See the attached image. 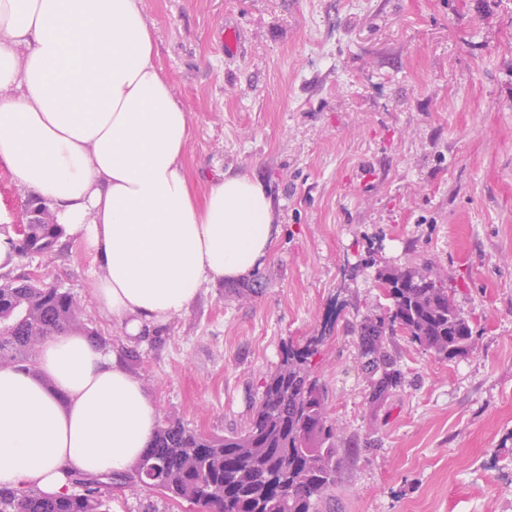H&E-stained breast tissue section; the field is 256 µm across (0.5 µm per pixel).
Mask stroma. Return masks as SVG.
<instances>
[{
    "mask_svg": "<svg viewBox=\"0 0 512 512\" xmlns=\"http://www.w3.org/2000/svg\"><path fill=\"white\" fill-rule=\"evenodd\" d=\"M188 114L198 192L249 172L279 233L246 284L129 342L96 306L103 271L65 238L43 259L159 411L243 426L288 340L323 336L316 374L340 425L329 512H512V0H142ZM234 28L242 52L224 53ZM434 262L472 317L445 362L407 337L404 387L371 408L350 326L393 267Z\"/></svg>",
    "mask_w": 512,
    "mask_h": 512,
    "instance_id": "stroma-1",
    "label": "stroma"
}]
</instances>
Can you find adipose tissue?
Segmentation results:
<instances>
[{
    "label": "adipose tissue",
    "mask_w": 512,
    "mask_h": 512,
    "mask_svg": "<svg viewBox=\"0 0 512 512\" xmlns=\"http://www.w3.org/2000/svg\"><path fill=\"white\" fill-rule=\"evenodd\" d=\"M190 136L141 0H0V161L103 268L93 298L122 335L249 277L273 246L265 184L245 173L197 193ZM159 418L91 337H50L34 371L0 368V485L57 496L73 474L127 470Z\"/></svg>",
    "instance_id": "obj_1"
}]
</instances>
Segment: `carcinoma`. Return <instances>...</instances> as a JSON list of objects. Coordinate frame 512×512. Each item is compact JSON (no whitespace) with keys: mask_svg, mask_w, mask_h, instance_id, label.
Masks as SVG:
<instances>
[{"mask_svg":"<svg viewBox=\"0 0 512 512\" xmlns=\"http://www.w3.org/2000/svg\"><path fill=\"white\" fill-rule=\"evenodd\" d=\"M57 224L29 226V247L44 255L62 238ZM390 305L357 325V348L374 409L401 390L405 375L390 349L401 332L442 361L473 352L472 320L454 303L448 276L433 265L390 268L379 275ZM74 296L48 282L0 275V367L35 368L49 336L84 326ZM324 337L285 343L246 423L224 437L209 436L169 416L153 444L130 471L112 475L120 493L148 489L170 504L200 512H321L336 487L342 449L340 427L327 413V393L312 362ZM114 493L88 483L58 498L34 487H0V512H110Z\"/></svg>","mask_w":512,"mask_h":512,"instance_id":"carcinoma-1","label":"carcinoma"}]
</instances>
